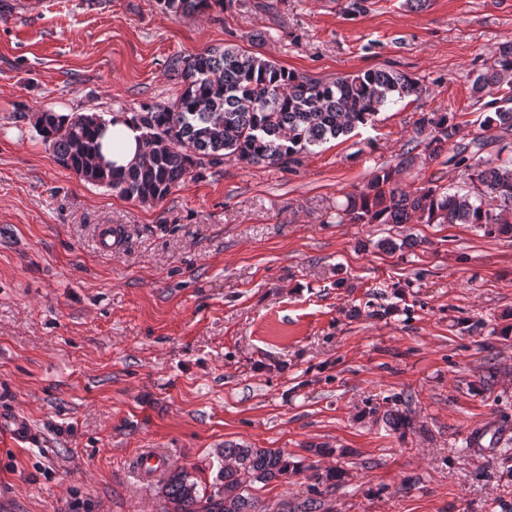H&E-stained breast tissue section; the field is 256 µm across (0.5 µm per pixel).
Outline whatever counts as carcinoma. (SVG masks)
<instances>
[{"label": "carcinoma", "mask_w": 512, "mask_h": 512, "mask_svg": "<svg viewBox=\"0 0 512 512\" xmlns=\"http://www.w3.org/2000/svg\"><path fill=\"white\" fill-rule=\"evenodd\" d=\"M174 14L201 13L211 3L244 6V0H162ZM171 70L183 87L171 102L145 103L130 114L115 113L133 122L145 144L142 159L127 170L99 160L101 127L114 122L97 112L38 114L35 125L56 160L84 180L105 185L142 204L166 198L196 169L226 161L258 166L286 165L330 139L348 135L376 120L388 105L423 92L405 74L372 69L323 82L285 70L272 60L235 47L210 49L176 57ZM512 88V41L502 44L493 61L471 81L475 98ZM494 115L469 124L455 113L430 112L416 122L413 141L426 157L438 159L448 147L446 163L464 183L456 191L430 179L406 190L397 169L375 170L362 189L346 194L338 223L471 224L487 235L512 234L502 216L512 210V94L494 98ZM476 125L479 132L469 126ZM503 142L504 158L490 163L476 157L470 146H483L485 134ZM218 483L201 491L184 468L169 471L161 486L165 512H267L256 485L285 482L288 474L306 465L288 461L278 448L222 450ZM336 471L315 472L314 484L302 499H281L277 512H333L325 496Z\"/></svg>", "instance_id": "cac0c4a2"}]
</instances>
